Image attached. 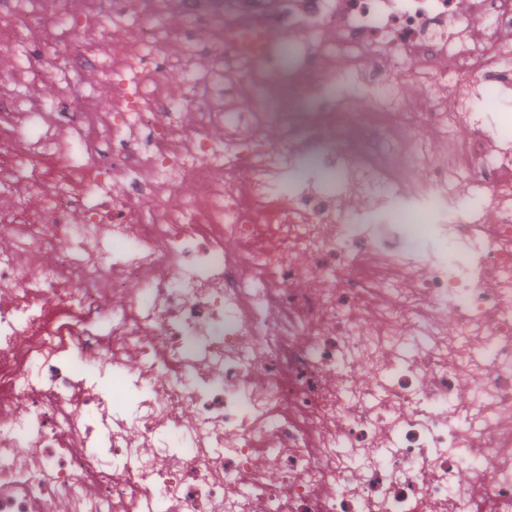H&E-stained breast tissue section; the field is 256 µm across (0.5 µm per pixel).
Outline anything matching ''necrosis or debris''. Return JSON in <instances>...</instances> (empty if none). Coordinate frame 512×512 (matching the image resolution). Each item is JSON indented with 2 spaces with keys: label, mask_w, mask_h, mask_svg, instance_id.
I'll return each mask as SVG.
<instances>
[{
  "label": "necrosis or debris",
  "mask_w": 512,
  "mask_h": 512,
  "mask_svg": "<svg viewBox=\"0 0 512 512\" xmlns=\"http://www.w3.org/2000/svg\"><path fill=\"white\" fill-rule=\"evenodd\" d=\"M234 3L228 22L224 0H180L223 28V68L220 94L176 97L167 0H114L141 54L113 46L105 103L82 82L98 56L70 0L0 11L17 54L0 190L25 184L0 213L15 244L0 254V512H512V113L483 98L512 100V0ZM32 24L65 64L23 48ZM288 54L314 114L267 149L264 100L240 107V82ZM51 75L56 99L19 96ZM410 80L428 106L401 96ZM182 107L193 133L171 118ZM229 241L250 250V282ZM133 283L147 300L104 308ZM102 364L112 389L90 392L76 372Z\"/></svg>",
  "instance_id": "obj_1"
}]
</instances>
